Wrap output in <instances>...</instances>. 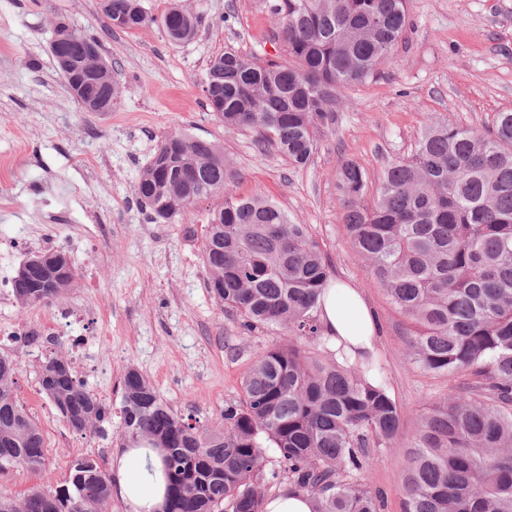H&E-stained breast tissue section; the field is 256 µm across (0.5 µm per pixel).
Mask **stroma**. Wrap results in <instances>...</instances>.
Here are the masks:
<instances>
[{
  "label": "stroma",
  "mask_w": 512,
  "mask_h": 512,
  "mask_svg": "<svg viewBox=\"0 0 512 512\" xmlns=\"http://www.w3.org/2000/svg\"><path fill=\"white\" fill-rule=\"evenodd\" d=\"M100 0H0V159L25 164L0 194V254L19 267L28 252L61 249L76 266L72 288L51 305L20 308L0 299V355L19 357L16 396L41 428L43 473L0 475V493L21 499L69 476L70 461L93 454L104 468L119 441L69 430L41 394L40 365L50 352L110 409L120 380L137 367L160 398L200 424L218 423L243 396L241 377L274 339L240 333L207 288L200 237L179 224H152L134 184L173 132L214 142L236 195L259 191L295 223L310 225L337 278L359 288L377 314L375 358L401 406L400 445L378 449L365 481L382 512H402L404 458L423 410L448 391L447 379L403 355L412 330L355 255L340 224L336 170L350 159L377 188L384 169L410 154L421 128L440 117L485 129L512 111V0H411L400 64L343 90L335 120L317 135L302 168L259 152L249 134L224 128L205 99L210 59L233 49L277 58L267 38L273 20L262 0H181L199 13L195 36L171 42L149 25L113 26ZM95 38L111 60L120 97L108 112L83 111L56 69L49 45L57 21Z\"/></svg>",
  "instance_id": "1"
}]
</instances>
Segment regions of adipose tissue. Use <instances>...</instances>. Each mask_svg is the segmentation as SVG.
<instances>
[{
  "instance_id": "1",
  "label": "adipose tissue",
  "mask_w": 512,
  "mask_h": 512,
  "mask_svg": "<svg viewBox=\"0 0 512 512\" xmlns=\"http://www.w3.org/2000/svg\"><path fill=\"white\" fill-rule=\"evenodd\" d=\"M323 338L330 349H344L349 358L358 352L374 353L378 321L359 288L332 281L323 291L318 308ZM114 492L134 512H156L166 495V477L157 451L126 449L112 466Z\"/></svg>"
}]
</instances>
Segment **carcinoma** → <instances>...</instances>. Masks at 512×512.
Returning <instances> with one entry per match:
<instances>
[{
  "instance_id": "cac0c4a2",
  "label": "carcinoma",
  "mask_w": 512,
  "mask_h": 512,
  "mask_svg": "<svg viewBox=\"0 0 512 512\" xmlns=\"http://www.w3.org/2000/svg\"><path fill=\"white\" fill-rule=\"evenodd\" d=\"M100 7L123 30L156 23L175 43L198 26L177 2L158 18L142 0ZM265 7L284 59L226 50L209 61L204 92L226 129L253 132L259 149L304 167L339 91L396 64L410 0ZM336 180L355 254L413 325L406 359L465 378L421 415L405 456L403 512H512V112L497 113L487 131L448 120L425 127L368 204L361 165L343 161ZM135 193L158 224H180L199 202L224 195L202 225L209 292L242 333L282 337L257 355L243 399L226 404L216 425L190 423L137 368L125 370L121 447L161 449L171 512H263L267 490L284 486L311 496L314 512H381L362 476L376 449L398 446L401 409L371 357L352 361L323 340L316 303L333 274L310 225L260 191L234 194L218 146L184 132L162 141ZM74 279L61 273L48 288L14 281L12 295L21 308L47 303ZM19 370L18 358L0 355V474L47 464L43 435L14 393ZM40 386L69 429L109 438L111 413L67 358L45 357ZM112 496V473L82 455L61 486L21 500L0 494V512H92Z\"/></svg>"
}]
</instances>
